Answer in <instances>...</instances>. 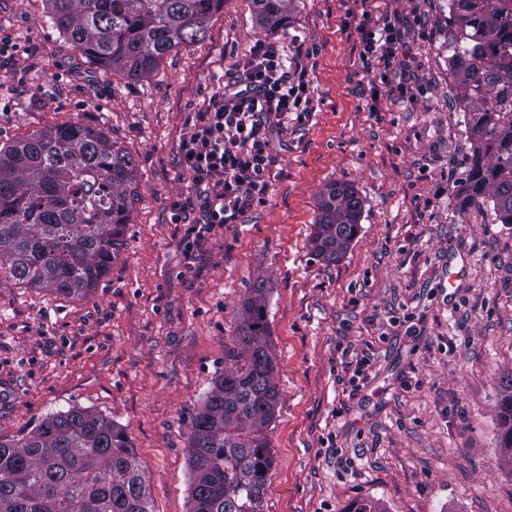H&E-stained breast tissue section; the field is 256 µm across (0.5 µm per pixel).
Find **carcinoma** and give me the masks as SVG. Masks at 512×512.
Returning <instances> with one entry per match:
<instances>
[{"instance_id": "obj_1", "label": "carcinoma", "mask_w": 512, "mask_h": 512, "mask_svg": "<svg viewBox=\"0 0 512 512\" xmlns=\"http://www.w3.org/2000/svg\"><path fill=\"white\" fill-rule=\"evenodd\" d=\"M52 27L99 67L128 80L150 75L183 45L205 40L224 0H46ZM505 0H448L451 78L473 147L462 202H493L512 225V11ZM279 19L286 0H254ZM134 157L102 128L71 124L0 146V279L65 296L89 293L124 245L137 201ZM351 184L320 194L316 256L339 261L359 231ZM243 307L224 372L190 421L191 512H264L273 464L265 429L279 391L263 289ZM512 442V394L501 404ZM0 512H152L126 432L73 407L25 436L0 437ZM347 512H388L371 499Z\"/></svg>"}]
</instances>
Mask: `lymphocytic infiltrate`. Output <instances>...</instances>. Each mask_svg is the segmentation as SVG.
Segmentation results:
<instances>
[{
    "label": "lymphocytic infiltrate",
    "mask_w": 512,
    "mask_h": 512,
    "mask_svg": "<svg viewBox=\"0 0 512 512\" xmlns=\"http://www.w3.org/2000/svg\"><path fill=\"white\" fill-rule=\"evenodd\" d=\"M360 57L368 72L379 73L376 96L407 94L405 83L391 84L387 73L402 40L395 21L383 19L359 28ZM311 51L304 41L291 46L254 42L226 73L215 94L180 146L192 196L173 204L174 219L194 212L199 233L216 224L236 223L252 206L265 203L270 187L273 134L284 135L292 122H304L314 110L310 96Z\"/></svg>",
    "instance_id": "1"
}]
</instances>
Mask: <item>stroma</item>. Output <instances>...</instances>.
Segmentation results:
<instances>
[{
    "mask_svg": "<svg viewBox=\"0 0 512 512\" xmlns=\"http://www.w3.org/2000/svg\"><path fill=\"white\" fill-rule=\"evenodd\" d=\"M362 0H288L281 23L224 0L204 41L131 81L92 64L48 22L45 0H0L20 49L0 57V144L81 124L136 160L124 245L88 295L0 281V436L78 407L127 433L153 512H191L189 423L224 370V346L263 284L279 401L266 430L265 512H512L500 452L512 374V225L466 206L471 164L455 107L448 0H381L402 41L374 100L360 58ZM305 40L317 109L272 139L264 204L200 235L173 223L194 191L179 145L258 40ZM377 111H370V102ZM349 182L357 236L337 263L315 256L319 193ZM464 263L456 287L449 261Z\"/></svg>",
    "mask_w": 512,
    "mask_h": 512,
    "instance_id": "35a3bbf8",
    "label": "stroma"
}]
</instances>
